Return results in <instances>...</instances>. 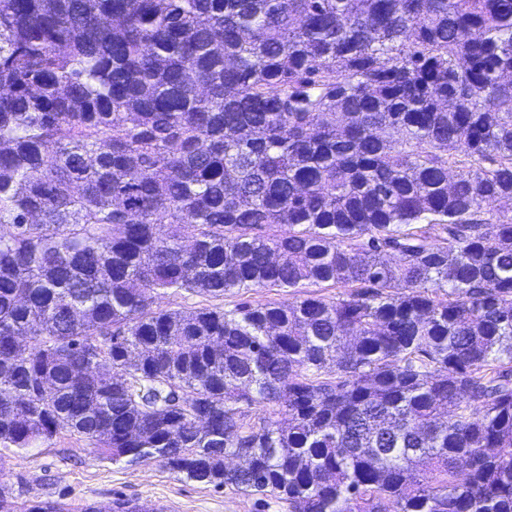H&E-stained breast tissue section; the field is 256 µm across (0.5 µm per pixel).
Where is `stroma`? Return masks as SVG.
<instances>
[{
    "label": "stroma",
    "mask_w": 512,
    "mask_h": 512,
    "mask_svg": "<svg viewBox=\"0 0 512 512\" xmlns=\"http://www.w3.org/2000/svg\"><path fill=\"white\" fill-rule=\"evenodd\" d=\"M291 297L280 288H248L219 299L184 291L158 297L156 306L228 310L242 301L257 305ZM0 483L11 487L16 505L50 501L67 512L88 505L108 512L118 498L148 502L161 512H289L287 502L273 496L188 481L153 460L130 467L101 459L88 439L66 431L23 454L0 447Z\"/></svg>",
    "instance_id": "stroma-1"
}]
</instances>
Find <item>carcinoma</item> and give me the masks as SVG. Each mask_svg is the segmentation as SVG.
Wrapping results in <instances>:
<instances>
[{"mask_svg": "<svg viewBox=\"0 0 512 512\" xmlns=\"http://www.w3.org/2000/svg\"><path fill=\"white\" fill-rule=\"evenodd\" d=\"M507 200L512 0H0V447L512 512ZM306 287L307 288L294 289L248 288L240 291L239 293L224 295V298L219 299H213L195 293L192 294L182 291L181 294H168L158 297L153 308L191 310L202 306H217L229 310L233 308L235 304L242 301H247L253 305L283 302L291 299L294 294H298L302 297L306 295H315L326 299H332L342 293L350 291V288H336L326 285ZM288 290L290 292H288ZM293 291H295L294 294H291Z\"/></svg>", "mask_w": 512, "mask_h": 512, "instance_id": "obj_1", "label": "carcinoma"}]
</instances>
